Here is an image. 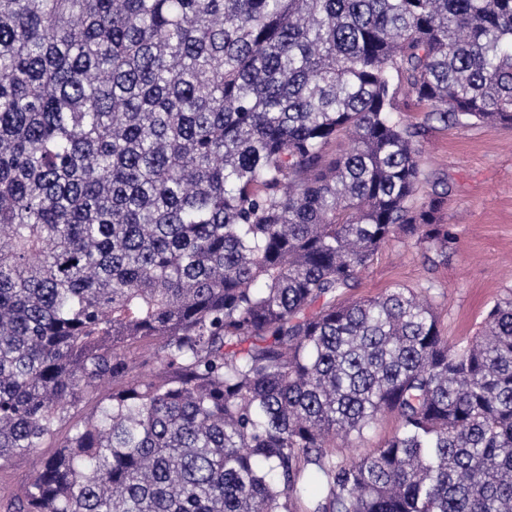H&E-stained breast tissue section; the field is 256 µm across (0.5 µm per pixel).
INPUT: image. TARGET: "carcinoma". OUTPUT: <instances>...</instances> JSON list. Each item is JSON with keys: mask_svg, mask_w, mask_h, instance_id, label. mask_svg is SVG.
Wrapping results in <instances>:
<instances>
[{"mask_svg": "<svg viewBox=\"0 0 512 512\" xmlns=\"http://www.w3.org/2000/svg\"><path fill=\"white\" fill-rule=\"evenodd\" d=\"M409 99L511 127L512 0H0V468L112 380L5 512H512V296L344 300L454 244ZM396 428V420L393 416L382 417L362 438L336 443V456L347 459H359L381 446Z\"/></svg>", "mask_w": 512, "mask_h": 512, "instance_id": "obj_1", "label": "carcinoma"}]
</instances>
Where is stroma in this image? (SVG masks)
<instances>
[{
    "label": "stroma",
    "mask_w": 512,
    "mask_h": 512,
    "mask_svg": "<svg viewBox=\"0 0 512 512\" xmlns=\"http://www.w3.org/2000/svg\"><path fill=\"white\" fill-rule=\"evenodd\" d=\"M400 118L424 130L425 178L416 200L447 191L442 221L455 244L443 260L415 241L393 239L360 272L348 296L376 297L397 286L425 291L449 340L460 342L475 334L495 302L512 294V127L474 121L446 126L429 120L426 105L411 100ZM395 427V418L384 416L362 438L337 442L336 454L361 458L381 446ZM53 453V448H43L0 468V505L27 486L41 458Z\"/></svg>",
    "instance_id": "35a3bbf8"
}]
</instances>
